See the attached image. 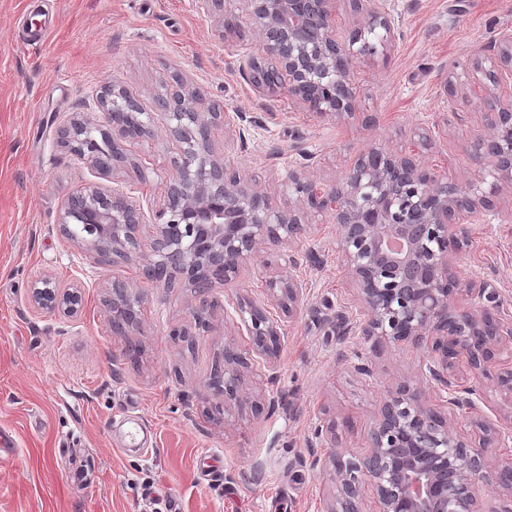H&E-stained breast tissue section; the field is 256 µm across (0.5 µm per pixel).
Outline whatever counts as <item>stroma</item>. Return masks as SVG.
<instances>
[{
	"label": "stroma",
	"mask_w": 512,
	"mask_h": 512,
	"mask_svg": "<svg viewBox=\"0 0 512 512\" xmlns=\"http://www.w3.org/2000/svg\"><path fill=\"white\" fill-rule=\"evenodd\" d=\"M373 13L394 35H371L375 53L353 58L354 113L317 118L286 86L252 84L251 63L264 53L240 0L211 15L194 0H0V433L12 443L0 451V512H167L173 498L181 512H333L336 462L367 453L389 389L410 381L447 414L427 379L428 350H376L360 336L330 211L307 212L302 237L263 245L230 284H216L204 328L194 325L187 281L166 290L143 279L148 245L92 265L57 224L68 197L96 183L154 216L180 154L156 99L183 84L223 106L230 123L216 131L215 153L277 204L297 197L292 172L331 184L374 147L412 154L487 196L491 207L465 220L458 286L477 309L480 288H495L494 316L512 320V185L471 154L487 133V91L512 109V79L488 75L494 38L512 35V0H336L337 39L349 42ZM226 16L237 24L228 37ZM115 84L138 100L153 134L124 141L126 162L103 172L58 130L79 116L98 131L96 95ZM289 252L299 260L292 270ZM43 274L80 285L76 317L32 310L29 288ZM287 274L302 286L291 307L270 287ZM116 280L145 297L138 329L123 334L108 305ZM242 298L277 324L276 358L253 352ZM184 326L189 337L175 336ZM228 342L249 364L246 399L229 409L212 385ZM510 362L507 344L475 382L477 410L459 422L472 446L485 423L512 421V397L498 384ZM129 417L147 428L148 452L116 446Z\"/></svg>",
	"instance_id": "1"
}]
</instances>
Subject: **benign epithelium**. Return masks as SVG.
<instances>
[{"instance_id":"1","label":"benign epithelium","mask_w":512,"mask_h":512,"mask_svg":"<svg viewBox=\"0 0 512 512\" xmlns=\"http://www.w3.org/2000/svg\"><path fill=\"white\" fill-rule=\"evenodd\" d=\"M263 49L276 73L288 80V94L318 117L350 114L355 96L349 82L351 58L373 50L356 31L347 44L336 40L335 0H243ZM494 65L512 76V37L500 43ZM123 104L102 113L100 138L78 141L74 153L102 171L124 158L121 143L144 137L150 128L139 119L137 100L112 85L96 97ZM198 93L179 88L157 99L170 114V135L182 145L176 176L166 186L155 223L144 222L141 207L126 192L92 186L71 195L59 217L61 233L93 257L128 256L142 233L151 237L153 259L143 268L161 267L162 278L145 275L156 288L182 278L193 288L195 323L211 307L217 283H229L239 265L262 244H282L306 232L309 209L333 212L340 250L366 316L361 335L379 348L387 342L426 346L438 354L428 366L434 387L447 394L458 418L476 409L470 377L483 371L501 344L512 343V322L491 324L490 309L461 307L455 301L456 260L468 239L456 222L466 212L490 206L487 197L465 192L458 183L416 163L406 153L373 149L345 175L325 185L303 174L290 175L295 201L280 207L267 193L214 159L212 131L227 123L215 105L201 106ZM490 134L473 144V156L512 181V112L484 97ZM281 299L296 303L301 286L291 276L279 279ZM36 311L72 317L83 305L78 287L61 286L45 274L30 285ZM112 327L138 326L144 296L121 281L112 282ZM247 332L255 353L270 359L277 325L263 309L248 304ZM224 357V406L241 405L243 370L248 363L237 345L227 343ZM370 451L355 462L336 463V509L361 512L362 478L372 482L376 512H483L479 488L488 483L512 490V459H494L475 449L427 405L422 390L407 382L390 390L369 430Z\"/></svg>"}]
</instances>
